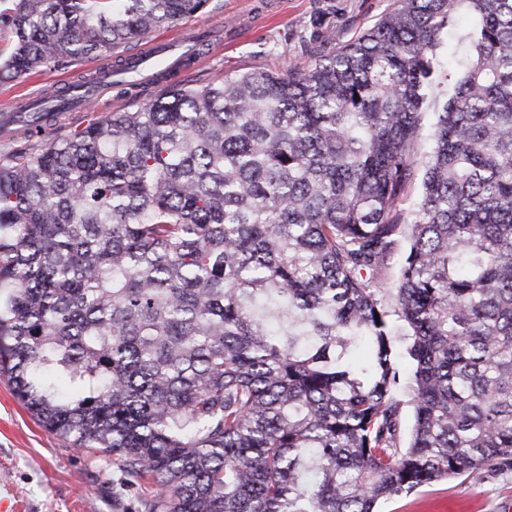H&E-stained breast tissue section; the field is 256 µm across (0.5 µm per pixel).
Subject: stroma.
<instances>
[{"instance_id": "obj_1", "label": "stroma", "mask_w": 512, "mask_h": 512, "mask_svg": "<svg viewBox=\"0 0 512 512\" xmlns=\"http://www.w3.org/2000/svg\"><path fill=\"white\" fill-rule=\"evenodd\" d=\"M264 0H210L204 13L161 27L177 36L191 28H211L223 49L203 66L181 75L182 84L201 87L224 73L277 72L304 63L332 44H346L373 27L395 0H280L266 16ZM334 32L335 43L323 39ZM89 57L27 77L0 82V111L16 97L51 89L61 77L90 75ZM111 457L77 450L42 427L0 381V505L7 512H144L137 490L120 488ZM380 512H512V470L467 472L421 487L379 506Z\"/></svg>"}]
</instances>
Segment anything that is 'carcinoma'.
<instances>
[{
	"label": "carcinoma",
	"instance_id": "obj_1",
	"mask_svg": "<svg viewBox=\"0 0 512 512\" xmlns=\"http://www.w3.org/2000/svg\"><path fill=\"white\" fill-rule=\"evenodd\" d=\"M7 2L0 81L209 4ZM0 378L48 431L112 456L146 512H376L512 469V0H397L309 62L175 84L0 154ZM403 369L405 371L401 387L398 391L397 397L402 400L403 407L400 415V433L398 436L397 442L399 443V446L404 447L407 444L410 429L412 426V408L409 404L406 402L409 400L408 391L405 388L408 382V372H409V365L406 360H403Z\"/></svg>",
	"mask_w": 512,
	"mask_h": 512
}]
</instances>
